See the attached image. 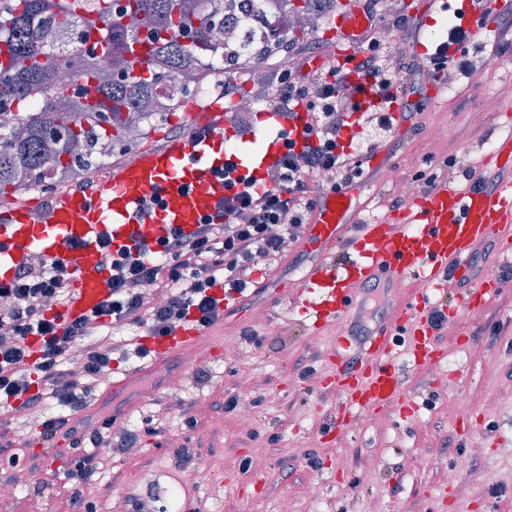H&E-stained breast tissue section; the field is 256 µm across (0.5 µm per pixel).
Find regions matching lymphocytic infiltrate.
I'll use <instances>...</instances> for the list:
<instances>
[{"mask_svg": "<svg viewBox=\"0 0 512 512\" xmlns=\"http://www.w3.org/2000/svg\"><path fill=\"white\" fill-rule=\"evenodd\" d=\"M474 37L463 24L452 25L446 44L430 56L428 78L463 68L460 51ZM383 53V44L369 41L353 70L380 96L378 124L389 130L393 120L386 105L407 90L400 72L382 66ZM253 99L291 116L307 112L308 121L302 141L284 138L281 156L265 178L242 177L235 166H225L222 223L205 218L189 235L171 227L155 247L119 254L112 253L109 239H100L108 272L105 298L88 315L67 323L61 309L74 274L59 262L24 263L9 283L0 284V311L12 333L10 342L0 345V404L5 407L0 447H12L11 420L18 411L42 413L49 398L64 407L61 415L42 413L38 438L46 445L60 436L69 438L71 456L59 470H49L45 456L38 454L29 456L25 466L32 472L50 471L54 484L83 503L85 512H97L93 502L84 501L82 488L98 471L97 448L112 445L113 422L104 416L98 428L81 432L73 417L96 397V381L112 372V353L98 343L102 329L136 325L147 335L166 336L185 322L212 328L222 317L215 288L246 294L250 281L245 272L254 256H284L298 241L301 226L318 206L309 195L311 183L321 179L328 190L338 191L362 174L353 144L341 140L350 115L360 109L357 91L334 57L313 70L270 67ZM147 290L160 295L161 303L145 307ZM33 337L41 341L36 356L29 349Z\"/></svg>", "mask_w": 512, "mask_h": 512, "instance_id": "lymphocytic-infiltrate-1", "label": "lymphocytic infiltrate"}]
</instances>
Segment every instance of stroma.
<instances>
[{
	"instance_id": "1",
	"label": "stroma",
	"mask_w": 512,
	"mask_h": 512,
	"mask_svg": "<svg viewBox=\"0 0 512 512\" xmlns=\"http://www.w3.org/2000/svg\"><path fill=\"white\" fill-rule=\"evenodd\" d=\"M422 2L402 0L407 29L394 30L383 17L364 33L386 42L389 57L401 59L413 81L426 64L418 44L433 43L448 26L447 19L422 13ZM466 59V73L446 74V95L424 100L423 112L404 126L384 134L374 113L362 115L355 146L362 155H384L386 163L363 170L360 222L389 216L397 190L387 170L426 172L431 162L452 155L457 164L448 179L461 185L465 170L483 167L496 139L512 134V116L505 113L512 106V49L495 56L475 42ZM473 257L484 260L483 275L499 279L483 308L460 311L452 335L438 343L442 357L431 363L414 365L399 349L394 361L404 377L401 400L348 421L330 438L326 428L344 401L327 382L342 329L312 332L295 301L296 285L316 256L297 243L286 257L262 262L242 316L206 332L212 345L237 342L239 356L206 360L194 348L184 355L186 375L138 385L121 426L141 430V439L137 447L103 453V471L123 478L116 486H91L89 497L101 502L102 512H125L128 497L178 477L175 450L186 436L179 420L161 419L156 435L145 423L156 412L155 399L176 396L193 409L196 454L208 467L205 482L187 494L196 512H372L376 504L382 512H512V252L481 244ZM202 369L204 382L196 378ZM232 395L236 408L216 414L214 401ZM460 396L475 406L464 419L455 412ZM488 400L497 410L486 417L481 408ZM461 460V477L448 483L445 473ZM46 480L35 473L30 487L0 499V512H30L36 496L43 512H74L66 494ZM311 483L322 488L318 499L306 495Z\"/></svg>"
}]
</instances>
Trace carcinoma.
<instances>
[{
	"mask_svg": "<svg viewBox=\"0 0 512 512\" xmlns=\"http://www.w3.org/2000/svg\"><path fill=\"white\" fill-rule=\"evenodd\" d=\"M337 0H126L125 13L150 32L141 44L112 0H0V196L103 164L114 145L131 150L183 107L187 79L265 67L298 26L336 11ZM238 28L224 39V22ZM196 27L184 43L179 29ZM100 31L99 51L85 49ZM122 70L117 84L101 69Z\"/></svg>",
	"mask_w": 512,
	"mask_h": 512,
	"instance_id": "carcinoma-1",
	"label": "carcinoma"
}]
</instances>
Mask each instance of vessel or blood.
<instances>
[{"mask_svg": "<svg viewBox=\"0 0 512 512\" xmlns=\"http://www.w3.org/2000/svg\"><path fill=\"white\" fill-rule=\"evenodd\" d=\"M370 22L362 0H345L335 20L339 64H346ZM263 118L272 139L266 150L257 151L256 134L240 137L225 124L221 102L195 105L188 115L190 136L139 154L134 163L97 180L91 191L62 192L47 206L36 199L22 207L0 208V282L9 280L32 252L61 260L75 274L63 316L68 321L80 318L103 298L107 272L100 265L101 234L110 235L117 252L155 243L171 224L193 231L201 216L217 212L224 185L216 172L225 162H233L238 173L262 176L278 158L277 128H286L299 139L307 122L306 113L287 119L271 106ZM233 139L239 140V147L223 153L222 142ZM494 156L493 171L506 176L495 188H460L449 182L421 193L404 211L382 221L358 224L361 184L323 194L305 230L304 246L318 252L319 258L298 283L301 311L316 330L343 324L336 339L333 381L356 404L377 409L399 397L404 380L392 353L400 342H407L415 364L440 357L424 310L430 294L443 291L446 280L465 286L450 305L454 311L479 312L496 286L493 277L472 286L470 261L476 245L492 239L501 251L512 250L511 134L498 139ZM157 194L164 207L152 216L141 215L142 201ZM72 240L80 241V249H69ZM410 280L417 286L406 302L387 312L367 334L354 338L352 309L361 288ZM202 336L196 327L183 325L170 335L146 338L148 360L113 372V396L125 398L132 383L144 377L161 381Z\"/></svg>", "mask_w": 512, "mask_h": 512, "instance_id": "obj_1", "label": "vessel or blood"}]
</instances>
